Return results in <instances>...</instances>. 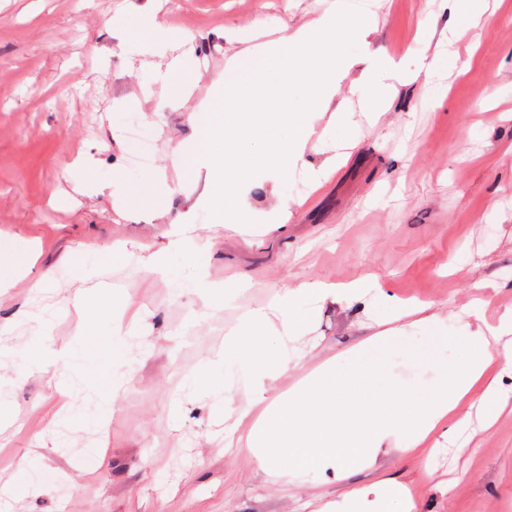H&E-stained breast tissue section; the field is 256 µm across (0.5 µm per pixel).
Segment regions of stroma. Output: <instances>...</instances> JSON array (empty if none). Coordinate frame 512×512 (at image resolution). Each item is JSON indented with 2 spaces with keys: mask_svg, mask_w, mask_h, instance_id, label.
<instances>
[{
  "mask_svg": "<svg viewBox=\"0 0 512 512\" xmlns=\"http://www.w3.org/2000/svg\"><path fill=\"white\" fill-rule=\"evenodd\" d=\"M365 21L330 110L310 111L313 135L288 176L248 179L249 224H218L206 168L183 155L196 119H218L227 58L261 44L279 22L298 28L338 12ZM469 28L443 0H0V238L36 261L0 290V512H319L383 480L407 486V512H512V366L495 371L506 403L486 424L477 399L466 452L434 434L403 453L391 437L375 462L321 474L265 472L227 445L237 403L256 399L250 372L210 391L184 388L224 348L242 316L301 284L365 283L353 302L294 300L299 363L269 396L327 361L344 364L398 304L427 306L446 327L512 313V0H475ZM192 35L176 49L189 77L178 95L161 76L171 56L129 54L125 32L147 13ZM446 69H425L432 57ZM389 83L379 108L368 100ZM94 161L97 187L79 184ZM157 174L163 202L119 204L120 183ZM287 217L274 213L276 197ZM212 244L197 258L175 247L180 225ZM124 244L103 256L102 248ZM86 246L81 275L70 263ZM165 262L145 268L152 254ZM223 295L193 292L197 274ZM141 316L128 335L112 315ZM48 314L37 358L27 313ZM426 327H405L380 354L381 386L426 395L470 343L431 354ZM121 379L113 389V379ZM95 456H86V449Z\"/></svg>",
  "mask_w": 512,
  "mask_h": 512,
  "instance_id": "1",
  "label": "stroma"
}]
</instances>
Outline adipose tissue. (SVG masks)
Returning a JSON list of instances; mask_svg holds the SVG:
<instances>
[{
	"mask_svg": "<svg viewBox=\"0 0 512 512\" xmlns=\"http://www.w3.org/2000/svg\"><path fill=\"white\" fill-rule=\"evenodd\" d=\"M290 316L291 302L286 298L274 313H247L237 334L225 341L223 355L199 365L192 385L211 388L237 369L249 370L260 387L275 380L291 358L272 328L274 322H287ZM459 330L473 349L463 366H445L427 396L397 386H377L378 354L396 336L389 330L373 336L344 366L324 362L295 391L278 395L261 413L238 405L229 392L224 395V411L241 421L253 418L247 451L264 469L285 465L319 472L331 465L363 464L374 459L385 440L397 435L405 438L407 451H415L473 390H480L486 405L498 401L496 381L489 376L494 361L490 342L512 334V314L503 315L488 332L467 323Z\"/></svg>",
	"mask_w": 512,
	"mask_h": 512,
	"instance_id": "1",
	"label": "adipose tissue"
}]
</instances>
